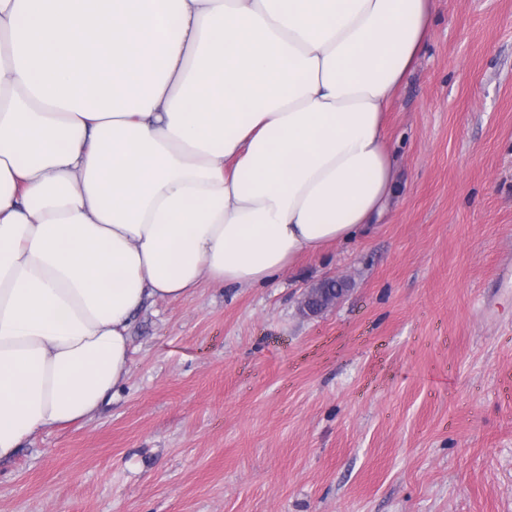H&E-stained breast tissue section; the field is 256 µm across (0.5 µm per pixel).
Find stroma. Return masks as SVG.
Wrapping results in <instances>:
<instances>
[{"instance_id":"35a3bbf8","label":"stroma","mask_w":512,"mask_h":512,"mask_svg":"<svg viewBox=\"0 0 512 512\" xmlns=\"http://www.w3.org/2000/svg\"><path fill=\"white\" fill-rule=\"evenodd\" d=\"M386 124L370 233L140 310L111 402L0 460V512H512V0H435Z\"/></svg>"}]
</instances>
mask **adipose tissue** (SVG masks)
I'll return each mask as SVG.
<instances>
[{
	"mask_svg": "<svg viewBox=\"0 0 512 512\" xmlns=\"http://www.w3.org/2000/svg\"><path fill=\"white\" fill-rule=\"evenodd\" d=\"M432 0H0V459L107 403L130 318L366 232Z\"/></svg>",
	"mask_w": 512,
	"mask_h": 512,
	"instance_id": "adipose-tissue-1",
	"label": "adipose tissue"
}]
</instances>
